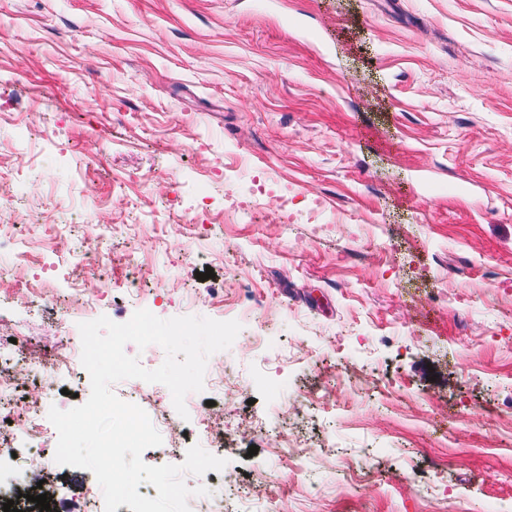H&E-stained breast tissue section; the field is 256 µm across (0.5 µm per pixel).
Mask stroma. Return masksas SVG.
I'll return each mask as SVG.
<instances>
[{
	"label": "stroma",
	"instance_id": "obj_1",
	"mask_svg": "<svg viewBox=\"0 0 512 512\" xmlns=\"http://www.w3.org/2000/svg\"><path fill=\"white\" fill-rule=\"evenodd\" d=\"M1 169L0 224L42 228L0 254L29 345L89 321L90 257L114 322L242 326L188 418L113 384L185 431L146 464L217 452L184 480L224 512H512V0H0ZM46 272L47 313L14 308ZM94 481L54 463L45 491Z\"/></svg>",
	"mask_w": 512,
	"mask_h": 512
}]
</instances>
